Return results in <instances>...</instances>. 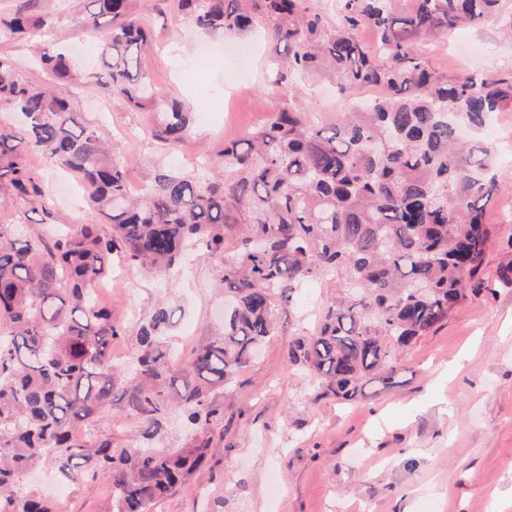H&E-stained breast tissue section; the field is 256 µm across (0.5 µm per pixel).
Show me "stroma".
<instances>
[{
  "instance_id": "1",
  "label": "stroma",
  "mask_w": 512,
  "mask_h": 512,
  "mask_svg": "<svg viewBox=\"0 0 512 512\" xmlns=\"http://www.w3.org/2000/svg\"><path fill=\"white\" fill-rule=\"evenodd\" d=\"M133 7L152 35L143 72L191 114L192 134L177 149L152 138L155 111L126 107L99 79L109 29L89 25L88 0H33L46 26L28 43L0 34V56L23 79L42 84L47 76L35 62L36 47L72 49L73 100L102 140L118 145L140 184L163 167L197 176L203 156L218 155L225 137L263 127L277 105L293 103L328 123L350 102L314 75L296 96L278 87L284 48L268 32L249 40L203 33L174 0H134ZM499 26L495 19L462 26L422 40L420 51L439 73L488 76L512 67V42ZM245 48L249 63L240 71L234 56ZM496 119L499 189L485 205L495 238L483 293L419 338L393 379L372 385V397L341 404L319 397L315 382L286 361L295 340L313 332L330 297L316 284L297 291L290 311H278V327L256 359L231 386L214 392L224 410L219 452L154 512H512V272L505 257L512 240V109ZM27 161L45 191L58 193L54 228L97 223L78 183L41 156ZM113 271L128 281L104 282L101 297L128 326L149 319L162 301L174 312L172 349L189 354L221 332L217 263L196 259L170 282L119 262ZM111 487V472L101 469L67 484L65 512H106Z\"/></svg>"
}]
</instances>
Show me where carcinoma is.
Instances as JSON below:
<instances>
[{
    "label": "carcinoma",
    "mask_w": 512,
    "mask_h": 512,
    "mask_svg": "<svg viewBox=\"0 0 512 512\" xmlns=\"http://www.w3.org/2000/svg\"><path fill=\"white\" fill-rule=\"evenodd\" d=\"M202 28L242 35L262 21L285 44L280 83L324 73L343 93L379 87L384 95L343 112L322 127L290 105L266 125L224 145L231 179L184 177L160 170L138 195L129 192L126 164L111 155L67 94L72 62L40 57L50 86L19 76L0 57V103L19 116L0 126V205L15 198L52 216V199L36 183L23 153L52 161L88 186L90 205L110 230L74 224L47 236L0 224V512H52L22 483L41 461L61 481L88 467L112 471L110 512H153L200 471L224 435V413L212 392L231 384L277 327L275 298L292 300L309 283L336 290L314 334L298 338L288 365L318 381L321 396L340 402L388 381L402 355L439 328L483 284L493 228L484 205L497 189L496 151L479 138L496 112L512 109V69L476 80L431 69L418 48L459 26L489 17L512 38V0H335L328 29L320 0H177ZM93 25L111 27L103 51L106 83L125 106L150 109L163 90L142 73L139 55L149 33L133 0H89ZM46 26L29 0L0 13V33L24 41ZM370 26L372 49L356 32ZM190 132L188 113H161L152 136L169 146ZM238 227L234 245L228 231ZM195 251L218 260L221 286L232 298L224 334L200 342L180 360L164 336L173 311L158 305L136 329L137 367L112 363V338L127 327L92 289L128 267L165 279ZM194 431L177 453L153 447L172 407ZM134 415L139 447L89 443L78 426L113 409Z\"/></svg>",
    "instance_id": "cac0c4a2"
}]
</instances>
